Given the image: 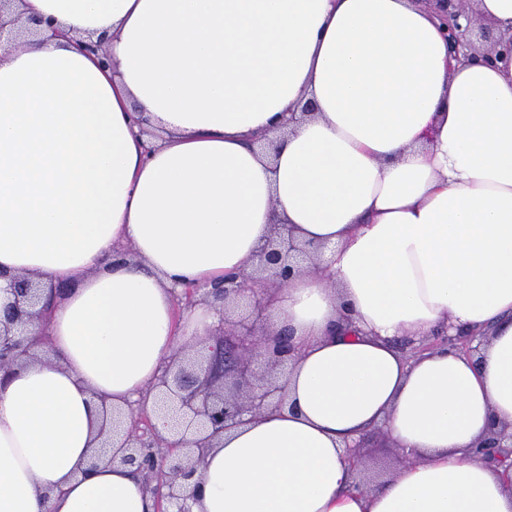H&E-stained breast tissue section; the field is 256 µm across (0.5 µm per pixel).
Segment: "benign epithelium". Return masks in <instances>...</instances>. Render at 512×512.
<instances>
[{"label": "benign epithelium", "instance_id": "1", "mask_svg": "<svg viewBox=\"0 0 512 512\" xmlns=\"http://www.w3.org/2000/svg\"><path fill=\"white\" fill-rule=\"evenodd\" d=\"M15 0H0V45L9 50L44 26L57 32L51 20L20 16L8 20ZM435 4L443 25L453 35V59L461 62L476 48L472 0H427ZM322 247L298 242L286 224H276L261 243L250 268L224 275L211 286L186 284L175 296L188 306L206 301L219 314L218 325L202 336L177 343L150 392L157 411H131L125 420L112 418V429L123 426L118 450L110 461L138 465L156 481L152 493L156 512H192L185 483L192 479L214 442L224 431L261 416L285 403V368L298 347L293 333L275 330L268 319V294L315 262ZM45 285L30 275L12 284L13 300L0 316V380L11 376L32 357L27 325L41 319ZM512 455V427L490 431L475 459L502 464Z\"/></svg>", "mask_w": 512, "mask_h": 512}]
</instances>
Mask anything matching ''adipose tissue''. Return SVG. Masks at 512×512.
Listing matches in <instances>:
<instances>
[{
    "label": "adipose tissue",
    "instance_id": "adipose-tissue-1",
    "mask_svg": "<svg viewBox=\"0 0 512 512\" xmlns=\"http://www.w3.org/2000/svg\"><path fill=\"white\" fill-rule=\"evenodd\" d=\"M21 8L62 34L0 56V307L23 273L61 293L29 327L50 363L0 383V512H154L142 472L88 468L102 408L144 402L172 287L246 268L276 224L327 261L275 293L286 403L208 451L194 512H512V475L473 457L512 424V55L452 61L418 0ZM460 330L478 354L399 347ZM375 428L409 458L376 488L347 449Z\"/></svg>",
    "mask_w": 512,
    "mask_h": 512
}]
</instances>
